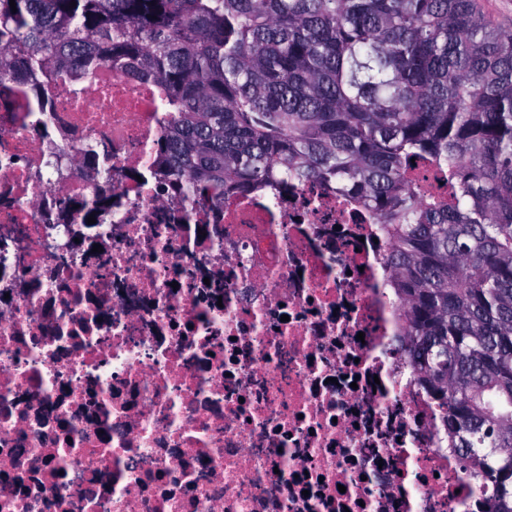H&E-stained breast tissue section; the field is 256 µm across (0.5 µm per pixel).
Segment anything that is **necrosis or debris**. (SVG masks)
Instances as JSON below:
<instances>
[{
    "label": "necrosis or debris",
    "instance_id": "necrosis-or-debris-1",
    "mask_svg": "<svg viewBox=\"0 0 512 512\" xmlns=\"http://www.w3.org/2000/svg\"><path fill=\"white\" fill-rule=\"evenodd\" d=\"M169 119L108 64L0 84V512H477L368 212L160 190Z\"/></svg>",
    "mask_w": 512,
    "mask_h": 512
}]
</instances>
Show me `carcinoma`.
<instances>
[{
    "label": "carcinoma",
    "mask_w": 512,
    "mask_h": 512,
    "mask_svg": "<svg viewBox=\"0 0 512 512\" xmlns=\"http://www.w3.org/2000/svg\"><path fill=\"white\" fill-rule=\"evenodd\" d=\"M0 0V82L157 84L164 184L318 181L392 244L393 340L512 512V35L476 0ZM448 179L425 196L412 160Z\"/></svg>",
    "instance_id": "obj_1"
}]
</instances>
